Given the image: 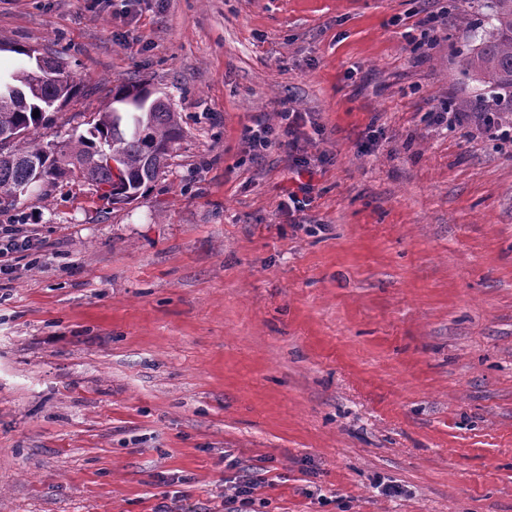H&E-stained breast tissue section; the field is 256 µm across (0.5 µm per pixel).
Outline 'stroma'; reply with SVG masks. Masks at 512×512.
Instances as JSON below:
<instances>
[{
    "label": "stroma",
    "instance_id": "35a3bbf8",
    "mask_svg": "<svg viewBox=\"0 0 512 512\" xmlns=\"http://www.w3.org/2000/svg\"><path fill=\"white\" fill-rule=\"evenodd\" d=\"M490 5L0 0V70L35 47L79 88L36 138L130 81L185 131L132 203L0 206L37 243L0 279V512H229L243 480L255 512H512V147L458 68ZM280 102L323 129L294 214L245 138Z\"/></svg>",
    "mask_w": 512,
    "mask_h": 512
}]
</instances>
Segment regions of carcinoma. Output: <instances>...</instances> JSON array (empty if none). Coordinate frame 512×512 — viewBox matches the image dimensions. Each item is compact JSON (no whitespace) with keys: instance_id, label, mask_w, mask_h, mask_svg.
<instances>
[{"instance_id":"obj_1","label":"carcinoma","mask_w":512,"mask_h":512,"mask_svg":"<svg viewBox=\"0 0 512 512\" xmlns=\"http://www.w3.org/2000/svg\"><path fill=\"white\" fill-rule=\"evenodd\" d=\"M491 2L492 33L462 56L460 65L492 91L508 96L504 111L511 113L512 0ZM0 85L16 87L13 99L0 100V133L14 134L0 145V205H12L24 193L64 177L107 187L103 197L112 202L135 201L184 136L178 113L148 96L141 107L121 113L122 125H116L112 110L100 112L86 133L57 150L31 137V132L48 124V113L76 94L68 76L61 71L50 78L29 64L0 76ZM109 157L115 166L108 164Z\"/></svg>"}]
</instances>
